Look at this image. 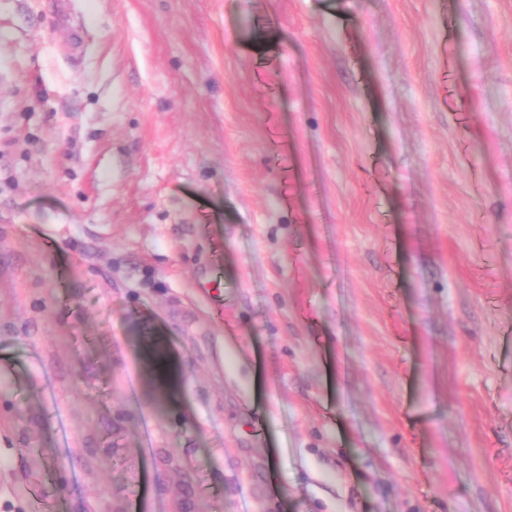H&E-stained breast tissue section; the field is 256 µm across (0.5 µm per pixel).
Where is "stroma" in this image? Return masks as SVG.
Returning a JSON list of instances; mask_svg holds the SVG:
<instances>
[{"label":"stroma","mask_w":512,"mask_h":512,"mask_svg":"<svg viewBox=\"0 0 512 512\" xmlns=\"http://www.w3.org/2000/svg\"><path fill=\"white\" fill-rule=\"evenodd\" d=\"M0 512H512V0H0Z\"/></svg>","instance_id":"obj_1"}]
</instances>
